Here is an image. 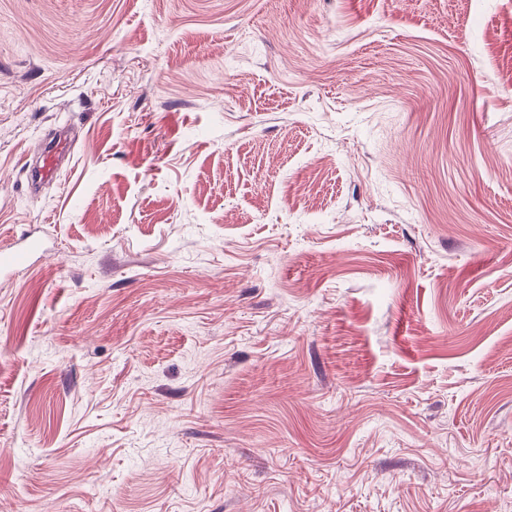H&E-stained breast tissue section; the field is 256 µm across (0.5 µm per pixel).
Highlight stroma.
Masks as SVG:
<instances>
[{
	"instance_id": "1",
	"label": "stroma",
	"mask_w": 512,
	"mask_h": 512,
	"mask_svg": "<svg viewBox=\"0 0 512 512\" xmlns=\"http://www.w3.org/2000/svg\"><path fill=\"white\" fill-rule=\"evenodd\" d=\"M28 231L0 512H512V0H0ZM76 143V136L67 133L54 135L45 141L37 152L39 165L29 174V183L48 184L55 180L60 173L61 162L71 155Z\"/></svg>"
}]
</instances>
